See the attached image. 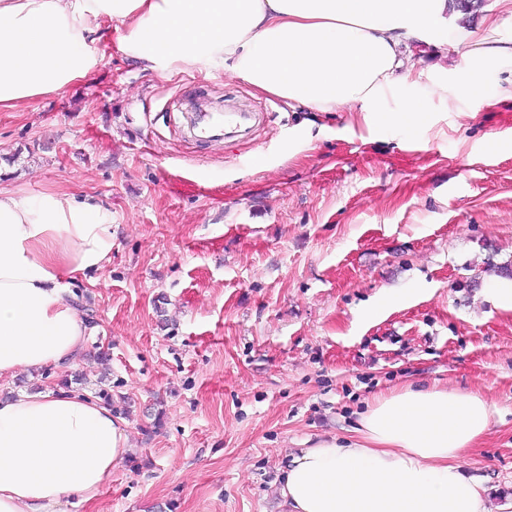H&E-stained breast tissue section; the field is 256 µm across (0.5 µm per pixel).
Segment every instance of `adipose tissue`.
<instances>
[{"label": "adipose tissue", "instance_id": "ef3b65f1", "mask_svg": "<svg viewBox=\"0 0 512 512\" xmlns=\"http://www.w3.org/2000/svg\"><path fill=\"white\" fill-rule=\"evenodd\" d=\"M465 17L448 0H0V111L87 79L114 42L164 77L219 67L295 108L346 106L368 126L415 129L423 111L402 93L414 74L404 51L436 30L438 47L462 42ZM507 61L512 41L482 38L454 88L432 90L468 94ZM111 252L112 212L95 197L0 184V378L78 359L95 327L72 282ZM491 417L479 395L436 386L378 399L363 444L324 439L293 460L281 512H512V499L492 508L467 471ZM130 450L126 421L88 395L0 396V512H66Z\"/></svg>", "mask_w": 512, "mask_h": 512}]
</instances>
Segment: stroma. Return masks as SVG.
Here are the masks:
<instances>
[{
  "mask_svg": "<svg viewBox=\"0 0 512 512\" xmlns=\"http://www.w3.org/2000/svg\"><path fill=\"white\" fill-rule=\"evenodd\" d=\"M460 53L411 46L424 124L294 110L215 70L165 79L109 47L94 76L0 112V181L97 197L112 260L77 294L99 329L75 364L0 379L112 395L130 454L67 512H278L300 449L353 439L376 396L440 385L487 400L468 451L512 495V100L432 93ZM258 113L249 136L183 137L193 99ZM390 290L412 296L377 318Z\"/></svg>",
  "mask_w": 512,
  "mask_h": 512,
  "instance_id": "obj_1",
  "label": "stroma"
}]
</instances>
